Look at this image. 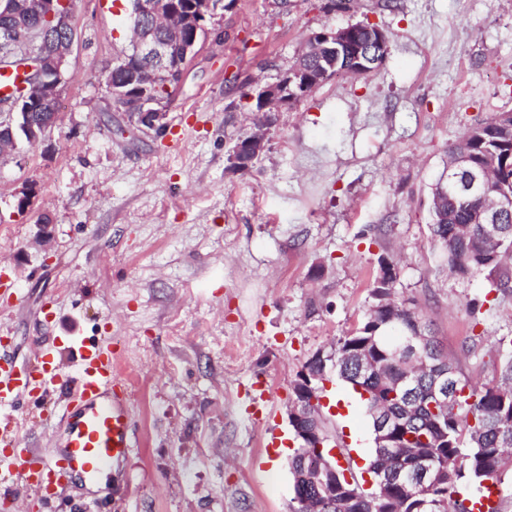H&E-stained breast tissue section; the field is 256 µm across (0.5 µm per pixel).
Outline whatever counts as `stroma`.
Segmentation results:
<instances>
[{
	"instance_id": "obj_1",
	"label": "stroma",
	"mask_w": 512,
	"mask_h": 512,
	"mask_svg": "<svg viewBox=\"0 0 512 512\" xmlns=\"http://www.w3.org/2000/svg\"><path fill=\"white\" fill-rule=\"evenodd\" d=\"M328 3L234 0L206 24L161 134L106 83L130 46V0H68L57 121L0 161V340L23 363L57 337L111 336L136 446L103 489L16 488L0 512H293L294 383L363 321L382 255L461 378L497 382L512 288L450 276L429 224L449 147L512 110V0ZM360 22L388 35L383 64L278 108L258 162L231 171L256 120L245 91L281 79L313 32ZM58 401L35 393L16 413L37 447L58 444ZM322 403L328 447L364 473L365 403L337 377Z\"/></svg>"
}]
</instances>
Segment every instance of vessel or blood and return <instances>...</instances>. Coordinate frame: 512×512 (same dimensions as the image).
<instances>
[{
  "mask_svg": "<svg viewBox=\"0 0 512 512\" xmlns=\"http://www.w3.org/2000/svg\"><path fill=\"white\" fill-rule=\"evenodd\" d=\"M49 351L16 366L7 348H0V482L22 483L39 497L55 495L72 477L96 482L114 460L134 446L128 396L115 368L109 339L79 347L73 374L49 366ZM60 392L65 433L61 449L50 452L23 443L19 421L12 415L18 401L32 390Z\"/></svg>",
  "mask_w": 512,
  "mask_h": 512,
  "instance_id": "1",
  "label": "vessel or blood"
}]
</instances>
